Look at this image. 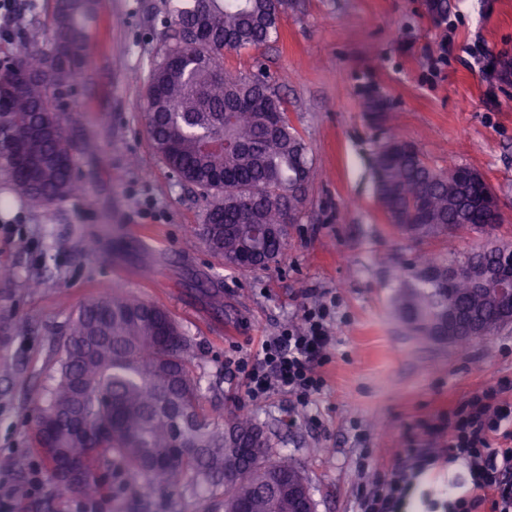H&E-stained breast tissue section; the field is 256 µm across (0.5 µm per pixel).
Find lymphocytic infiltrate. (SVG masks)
I'll use <instances>...</instances> for the list:
<instances>
[{
	"mask_svg": "<svg viewBox=\"0 0 512 512\" xmlns=\"http://www.w3.org/2000/svg\"><path fill=\"white\" fill-rule=\"evenodd\" d=\"M332 309L321 303L305 307L302 324L275 336L261 337L254 359L234 363L251 399L275 391L306 401L319 393L325 378L320 369L334 343ZM508 386L492 385L449 411L446 425L423 424L422 437H408L392 462L377 472L376 482L358 491L357 512H401L411 482L441 454L464 459L481 496L459 497L453 512H512V403Z\"/></svg>",
	"mask_w": 512,
	"mask_h": 512,
	"instance_id": "obj_1",
	"label": "lymphocytic infiltrate"
}]
</instances>
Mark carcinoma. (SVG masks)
Masks as SVG:
<instances>
[{"label": "carcinoma", "instance_id": "1", "mask_svg": "<svg viewBox=\"0 0 512 512\" xmlns=\"http://www.w3.org/2000/svg\"><path fill=\"white\" fill-rule=\"evenodd\" d=\"M69 0H55L46 27L24 28L21 55L0 59L12 85L0 103V174L10 193L39 213L77 195L78 177L63 165L79 151L71 116L58 108L68 82L83 74L91 55L84 17L62 24ZM290 0H187L165 25L161 56L142 98L148 134L171 173L203 190L207 208L201 236L209 250L235 266L244 239L235 227H286L310 181L313 161L288 119L286 102L266 72L244 75L224 68V50H258L278 36ZM66 70L45 76L58 55ZM377 200L391 226L418 239L448 240L462 230L491 225L479 204L489 187L472 182L465 205H453L445 171L418 148L392 138L374 153ZM265 254L258 268L280 261L283 238L257 241ZM498 263L486 247L448 263L418 257L421 275L396 290L393 303L411 335L440 343L437 328L448 314L459 321L456 347L471 343L472 319L492 336L500 317L492 288L476 294L466 271ZM453 275L426 278L427 271ZM176 337L165 344L160 328ZM197 346L164 308L137 298L104 294L85 303L60 348L57 376L39 418L51 436L35 443L53 469L60 454L82 466L78 483L56 476L67 493L96 498L117 467L134 477L132 493L150 499L163 492L200 496L203 512L216 502L224 512H295L288 486L307 482L288 456L271 451L265 426L251 414L216 416L203 403ZM255 448L248 460L238 449Z\"/></svg>", "mask_w": 512, "mask_h": 512}]
</instances>
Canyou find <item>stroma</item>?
I'll return each mask as SVG.
<instances>
[{
    "label": "stroma",
    "instance_id": "obj_1",
    "mask_svg": "<svg viewBox=\"0 0 512 512\" xmlns=\"http://www.w3.org/2000/svg\"><path fill=\"white\" fill-rule=\"evenodd\" d=\"M278 40L228 51L244 74L265 69L288 101L316 174L284 257L244 273L211 255L198 234L206 201L176 183L154 152L141 99L177 0H93L87 27L96 42L69 111L83 142L76 158L93 206L74 199L45 213L15 202L0 178V478L24 484L43 457L36 416L53 382L70 318L85 302L123 293L167 309L198 348L207 408L245 410L267 423L275 449L307 477L316 512H352L374 465L391 460L422 421L438 420L463 397L512 380V325L466 350L423 346L405 336L391 298L422 252L447 260L439 239L393 229L375 193V148L396 137L436 168L478 170L497 195L501 222L456 237L457 255L491 240L512 244V0H448L439 25L429 0H295ZM380 96L396 115L374 123ZM336 300V338L322 368L327 381L308 405L275 392L254 402L232 357L260 337L301 322L315 301ZM440 458L414 483V512H448L449 495L474 492L467 470ZM103 512H200L179 493L148 501L112 482Z\"/></svg>",
    "mask_w": 512,
    "mask_h": 512
}]
</instances>
